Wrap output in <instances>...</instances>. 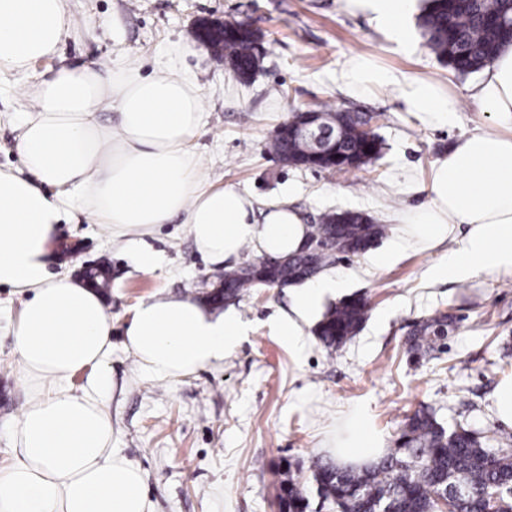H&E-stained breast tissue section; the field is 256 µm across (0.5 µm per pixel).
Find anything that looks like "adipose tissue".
Listing matches in <instances>:
<instances>
[{"label": "adipose tissue", "instance_id": "ef3b65f1", "mask_svg": "<svg viewBox=\"0 0 512 512\" xmlns=\"http://www.w3.org/2000/svg\"><path fill=\"white\" fill-rule=\"evenodd\" d=\"M416 0H340L399 45L409 42ZM72 25L64 0H0V72H22L54 56ZM470 93L482 112L512 127V45L484 69ZM403 99L410 111L446 122L456 96L416 78ZM202 92L181 72L144 76L61 65L40 73L21 122L23 167L0 168V285L22 295L13 354L28 401L12 425L15 457L0 472V512H150L140 468L114 450L112 419L98 393L112 348V317L102 297L69 270L49 273L57 226L85 209L123 240L139 270L160 268L147 243L154 227L183 216L198 251L214 265L245 245L271 256L298 250L309 228L292 203L257 208L234 186H203L190 150L202 120ZM117 109V127L97 114ZM429 200L398 218L396 246L428 250L451 235L458 246L435 267L451 280L512 274V136L478 131L433 167ZM341 279L327 272L297 288L278 335L295 343L317 324ZM248 328L234 309L185 297L139 302L124 345L153 377L171 380L223 363ZM91 370L74 392L73 376ZM382 439L354 413L336 440L344 464L373 462Z\"/></svg>", "mask_w": 512, "mask_h": 512}]
</instances>
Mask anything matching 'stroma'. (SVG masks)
Here are the masks:
<instances>
[{
	"instance_id": "35a3bbf8",
	"label": "stroma",
	"mask_w": 512,
	"mask_h": 512,
	"mask_svg": "<svg viewBox=\"0 0 512 512\" xmlns=\"http://www.w3.org/2000/svg\"><path fill=\"white\" fill-rule=\"evenodd\" d=\"M65 6L73 26L57 55L0 87V168L21 165L16 139L25 93L47 68L110 64L152 75L172 66L202 88L203 126L191 149L204 184L233 185L263 203L292 200L308 224L329 211L364 212L386 226L377 244L382 250L393 244L398 214L427 202L435 163L462 137L496 127L467 92L479 74L462 77L440 63L416 26L414 47L404 50L364 17L341 10L339 0H65ZM203 18L243 21L263 34L267 54L252 78H237L194 39L192 28ZM354 55L387 72L392 83L347 94L338 77ZM416 77L459 97L450 123H430L408 110L401 89ZM323 104L370 116L384 144L374 168L300 169L267 151L294 111ZM58 238L75 250L50 257L49 272L76 273L102 257L110 262L105 304L112 351L102 400L112 418V446L140 466L151 512H279L280 487L291 474L312 512H336L321 505L314 473L335 462L336 432L356 410L388 449L422 408L444 426L482 433L490 449L497 436L512 437L493 405L499 382L512 379V275L464 282L435 276L454 239L396 253L384 266L369 251L337 255L332 269L346 294L363 295L371 305L361 331L339 350L327 349L312 330L297 344L278 336L275 321L291 290L259 286L233 304L249 332L223 364L159 380L123 345L134 307L149 297L202 298V280L216 272L181 217L159 225L151 238L164 258L153 272L137 270L123 242L82 211L59 225ZM20 309L19 297L0 286V469L12 460V423L28 394L12 353ZM440 313L452 317L444 349L412 355L413 323Z\"/></svg>"
}]
</instances>
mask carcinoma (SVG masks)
<instances>
[{"mask_svg": "<svg viewBox=\"0 0 512 512\" xmlns=\"http://www.w3.org/2000/svg\"><path fill=\"white\" fill-rule=\"evenodd\" d=\"M512 18V0H427L419 25L431 53L443 59L459 75L483 69L506 43L504 21ZM265 47L258 33L242 22L236 38L224 41V60L242 77L259 68ZM316 112L335 118L339 154L358 158L356 168L372 165L381 155L380 140H366L369 119L356 112H339L323 106ZM304 141L277 132L267 144L269 153L288 163L297 158L307 168L329 169L330 162H314L301 148ZM385 231L363 212L341 210L322 216L311 225L307 242L323 249L298 250L288 256H261L215 276L208 295L214 308L230 298L247 294L261 278L273 283L308 280L331 263L340 243L348 241L352 253L375 242ZM368 302L350 295L331 309L319 323L316 334L328 348L338 349L354 336L369 314ZM450 316L422 320L410 333L415 354L440 348ZM315 479L321 495L336 503L340 512H435L433 494L445 495L456 487L461 496L453 501L456 512H512V503L492 494L512 480V448L492 453L481 438L463 425L447 430L425 410L409 419L400 445L367 468L317 466ZM288 512H302L303 495L293 483L281 495Z\"/></svg>", "mask_w": 512, "mask_h": 512, "instance_id": "obj_1", "label": "carcinoma"}]
</instances>
